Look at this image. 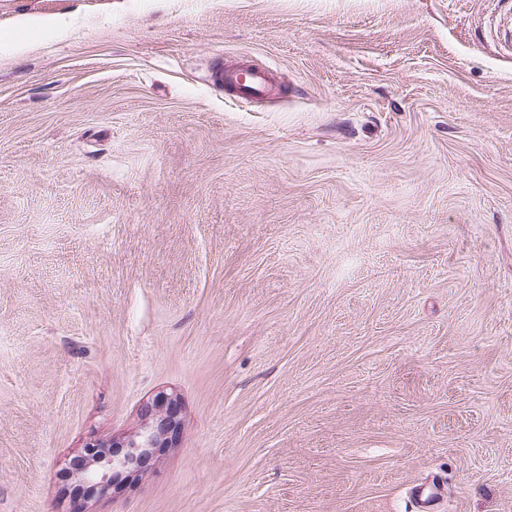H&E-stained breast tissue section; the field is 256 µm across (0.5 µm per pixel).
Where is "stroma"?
I'll use <instances>...</instances> for the list:
<instances>
[{"instance_id": "stroma-1", "label": "stroma", "mask_w": 512, "mask_h": 512, "mask_svg": "<svg viewBox=\"0 0 512 512\" xmlns=\"http://www.w3.org/2000/svg\"><path fill=\"white\" fill-rule=\"evenodd\" d=\"M161 392L177 447L87 491ZM438 483L512 512V0H0V512ZM215 83L224 84L239 98L256 100L267 96L272 84L270 72L263 68L251 71L244 65L221 64L212 74Z\"/></svg>"}]
</instances>
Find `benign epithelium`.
<instances>
[{
	"mask_svg": "<svg viewBox=\"0 0 512 512\" xmlns=\"http://www.w3.org/2000/svg\"><path fill=\"white\" fill-rule=\"evenodd\" d=\"M138 431L108 445L91 441L75 462L80 479L90 484L99 496L107 495L119 484L132 485L144 472L147 462L165 448L177 446L182 425L180 400L172 393L160 392L142 406Z\"/></svg>",
	"mask_w": 512,
	"mask_h": 512,
	"instance_id": "1",
	"label": "benign epithelium"
}]
</instances>
